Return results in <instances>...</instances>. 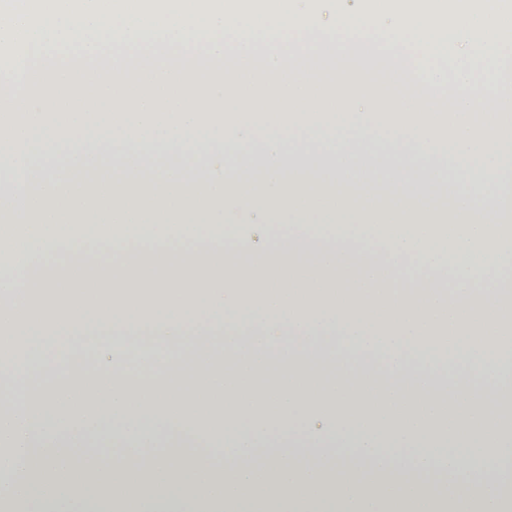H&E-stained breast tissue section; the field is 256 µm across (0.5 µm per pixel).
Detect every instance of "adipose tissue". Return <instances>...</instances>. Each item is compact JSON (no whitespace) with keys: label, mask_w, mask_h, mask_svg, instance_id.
<instances>
[{"label":"adipose tissue","mask_w":512,"mask_h":512,"mask_svg":"<svg viewBox=\"0 0 512 512\" xmlns=\"http://www.w3.org/2000/svg\"><path fill=\"white\" fill-rule=\"evenodd\" d=\"M225 67L0 134V503L512 512V127L350 104L342 37Z\"/></svg>","instance_id":"ef3b65f1"}]
</instances>
